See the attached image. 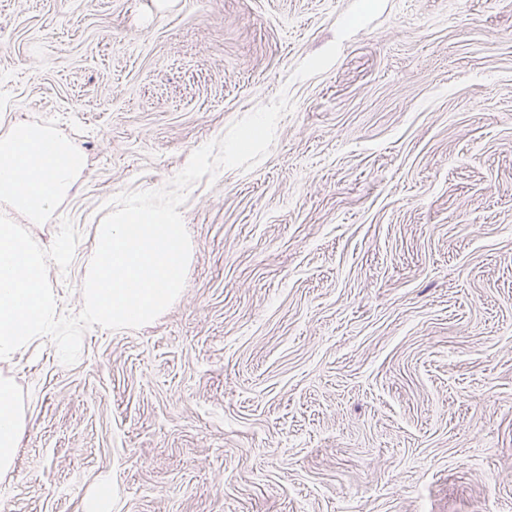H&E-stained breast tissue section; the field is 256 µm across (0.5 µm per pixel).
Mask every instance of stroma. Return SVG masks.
<instances>
[{
    "label": "stroma",
    "instance_id": "35a3bbf8",
    "mask_svg": "<svg viewBox=\"0 0 512 512\" xmlns=\"http://www.w3.org/2000/svg\"><path fill=\"white\" fill-rule=\"evenodd\" d=\"M282 93L189 188L166 311L0 363V512H512V0H0V120L86 160L24 224L79 234L61 314L112 200ZM24 430L21 409L15 388L9 378L0 376V472H8L14 465L16 448Z\"/></svg>",
    "mask_w": 512,
    "mask_h": 512
}]
</instances>
